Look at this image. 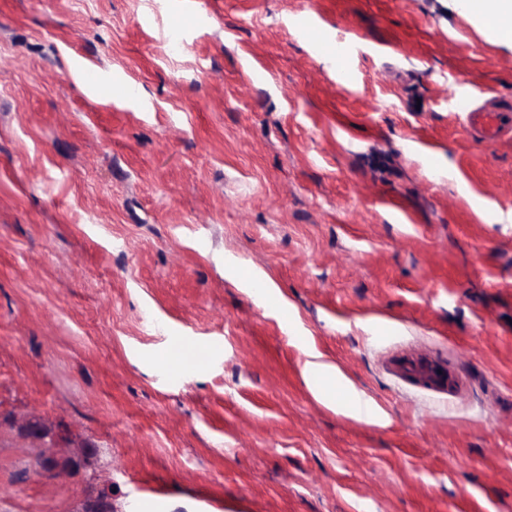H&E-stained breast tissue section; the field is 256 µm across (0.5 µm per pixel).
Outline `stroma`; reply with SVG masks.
I'll use <instances>...</instances> for the list:
<instances>
[{"instance_id":"1","label":"stroma","mask_w":512,"mask_h":512,"mask_svg":"<svg viewBox=\"0 0 512 512\" xmlns=\"http://www.w3.org/2000/svg\"><path fill=\"white\" fill-rule=\"evenodd\" d=\"M464 90L512 42L462 0H0V512H512V135ZM424 348L460 397L387 370ZM457 112H465L471 131L485 140H493L512 133V106L499 97H489L479 106H473L468 95H460L454 104Z\"/></svg>"}]
</instances>
